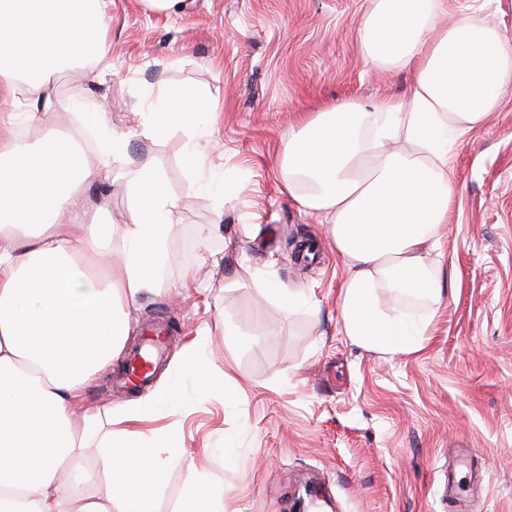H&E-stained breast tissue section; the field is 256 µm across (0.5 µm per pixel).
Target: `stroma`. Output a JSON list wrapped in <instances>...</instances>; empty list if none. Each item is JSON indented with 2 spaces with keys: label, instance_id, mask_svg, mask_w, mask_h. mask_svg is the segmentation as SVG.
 I'll list each match as a JSON object with an SVG mask.
<instances>
[{
  "label": "stroma",
  "instance_id": "obj_1",
  "mask_svg": "<svg viewBox=\"0 0 512 512\" xmlns=\"http://www.w3.org/2000/svg\"><path fill=\"white\" fill-rule=\"evenodd\" d=\"M372 0H185L176 13L141 0H110L101 68L55 83L57 118L71 106L106 108L129 129L132 161L164 174L178 202L157 290L131 311L126 347L150 322L170 336L164 365L133 393L115 362L85 390L102 410L139 406L140 421L112 420L114 445L135 432L168 435L179 458L155 502L179 512L199 483L223 485L214 512H292L305 481L336 512H512V85L499 109L455 148L457 188L440 258L453 279L441 304L391 294L389 305L427 319L419 350L387 354L344 336L346 270L327 227L281 190L278 152L310 114L346 101L405 96L412 72L367 70L360 23ZM482 17L512 42V0H448V15ZM208 88L211 148L197 173L177 124L148 139L136 132L149 90ZM231 184L216 201L205 183ZM223 205L220 230L203 228ZM304 292L286 312L279 299L236 282L242 267ZM198 285L185 287L187 274ZM231 322L236 335L217 330ZM194 346L226 374L203 391L181 356ZM181 395L179 407L167 398Z\"/></svg>",
  "mask_w": 512,
  "mask_h": 512
}]
</instances>
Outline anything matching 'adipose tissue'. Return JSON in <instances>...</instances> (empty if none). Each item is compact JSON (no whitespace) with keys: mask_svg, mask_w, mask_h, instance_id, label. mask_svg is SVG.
<instances>
[{"mask_svg":"<svg viewBox=\"0 0 512 512\" xmlns=\"http://www.w3.org/2000/svg\"><path fill=\"white\" fill-rule=\"evenodd\" d=\"M108 0H0V94L22 95L40 133L20 144L0 125V512H155L172 458L146 435L121 453L101 436L103 414L83 408L87 386L121 354L129 311L168 244L176 200L151 162L128 163L131 132L95 113L92 151L54 119L55 78L106 55ZM448 0H374L359 28L361 56L378 70L413 67L407 96L347 101L306 119L284 145V189L322 216L347 268L344 336L382 352L419 349L420 330L384 302L388 290L441 302L452 292L439 257L456 188L457 143L496 111L512 85V45L470 15L445 29ZM140 133L163 134L173 114L196 134L213 111L208 89L156 93ZM134 201L113 231L107 210L87 223L89 182L114 161ZM99 447L96 469L73 479Z\"/></svg>","mask_w":512,"mask_h":512,"instance_id":"1","label":"adipose tissue"}]
</instances>
